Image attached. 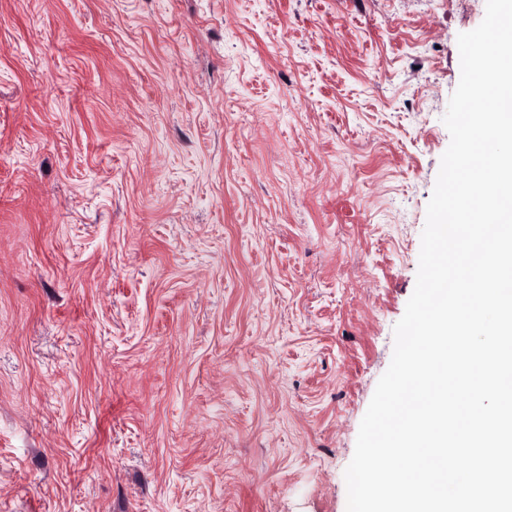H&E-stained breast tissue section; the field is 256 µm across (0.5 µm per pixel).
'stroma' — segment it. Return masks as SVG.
I'll return each mask as SVG.
<instances>
[{"instance_id": "obj_1", "label": "stroma", "mask_w": 512, "mask_h": 512, "mask_svg": "<svg viewBox=\"0 0 512 512\" xmlns=\"http://www.w3.org/2000/svg\"><path fill=\"white\" fill-rule=\"evenodd\" d=\"M486 0H0V512H347Z\"/></svg>"}]
</instances>
